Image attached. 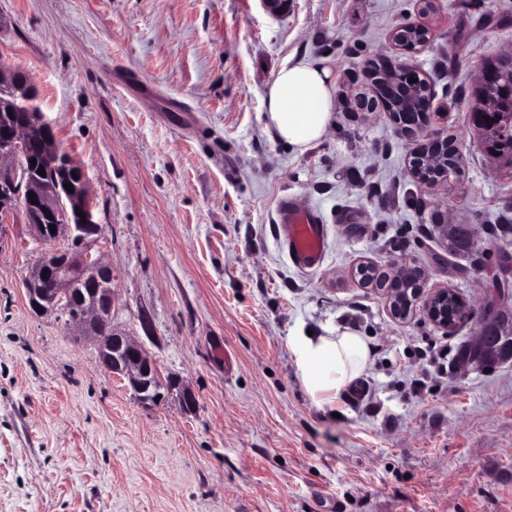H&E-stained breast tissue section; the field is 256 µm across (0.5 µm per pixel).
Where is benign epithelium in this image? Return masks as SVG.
<instances>
[{"label":"benign epithelium","mask_w":512,"mask_h":512,"mask_svg":"<svg viewBox=\"0 0 512 512\" xmlns=\"http://www.w3.org/2000/svg\"><path fill=\"white\" fill-rule=\"evenodd\" d=\"M419 37H407V28L390 35L396 51L415 53L425 46L431 35L424 23L413 25ZM416 82H409V78ZM367 92L360 96L361 104L380 103L395 125L406 135L423 131L429 121V113L413 108V93H430L428 84L420 72L408 67L398 58L379 54L372 58L366 70ZM0 88L8 91L14 104L13 115L0 114V219L7 220L15 210L22 209L33 236L46 242L47 229L41 218L51 215L60 220L54 236L67 243L65 268L58 267L54 255L42 254L30 269L24 281L29 307L33 311L43 308V313L58 312L65 317L69 328L77 335L96 342L99 362L103 370L128 382L139 403L157 405L172 391L176 383L160 380L156 362L124 333L112 329V269L92 257L91 245L97 241L100 227L89 203L86 179L73 186V192L61 190L52 178L77 168L70 155L61 150L52 136V128L42 113L32 105L34 90L27 79H20L12 69L0 68ZM34 132L42 134L41 155L44 157L45 176L30 174L22 146L28 144ZM458 152L454 141L444 133L425 135L413 148L409 160L410 171L421 184L434 186L450 184L460 176L462 168H450L448 155ZM34 193L37 203H32L29 193ZM83 216H78V213ZM499 273L496 281L500 286L512 282V252L502 250L498 259ZM49 272L42 277L43 272ZM107 273L106 280L90 290L82 303V309L69 312L64 306L70 297L74 280L79 277L96 278ZM354 276L368 288L382 291L392 317L405 322L421 312L430 320L448 329L456 328L470 314L469 304L453 289L439 288L426 294L422 288L425 273L416 265H394L381 272L369 260H362L355 268ZM458 305V316L448 319V301ZM503 308L498 299L489 300L484 308L482 328L476 344L487 343V329L496 314Z\"/></svg>","instance_id":"benign-epithelium-1"}]
</instances>
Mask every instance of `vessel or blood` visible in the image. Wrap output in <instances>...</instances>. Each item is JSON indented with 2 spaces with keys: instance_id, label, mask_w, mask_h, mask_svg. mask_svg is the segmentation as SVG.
I'll list each match as a JSON object with an SVG mask.
<instances>
[{
  "instance_id": "obj_1",
  "label": "vessel or blood",
  "mask_w": 512,
  "mask_h": 512,
  "mask_svg": "<svg viewBox=\"0 0 512 512\" xmlns=\"http://www.w3.org/2000/svg\"><path fill=\"white\" fill-rule=\"evenodd\" d=\"M276 217L290 259L304 268L318 267L327 249L326 232L318 210L285 198L277 206Z\"/></svg>"
}]
</instances>
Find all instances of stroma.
I'll list each match as a JSON object with an SVG mask.
<instances>
[{
    "mask_svg": "<svg viewBox=\"0 0 512 512\" xmlns=\"http://www.w3.org/2000/svg\"><path fill=\"white\" fill-rule=\"evenodd\" d=\"M0 0V62L24 72L87 178L112 269V326L194 392L146 408L64 320L33 313L43 250L22 212L0 223V512H512V359L461 361L494 281L512 176L467 115L483 60L512 48V0ZM426 19L402 60L430 84L432 129L462 151L459 181L420 184L413 137L356 94L392 32ZM325 60L336 106L299 154L264 123L289 59ZM320 210L327 254L295 266L284 196ZM444 224L478 241L449 256ZM362 260L411 262L425 292L471 308L452 330L395 321L357 283ZM364 336L353 399L319 406L298 376L295 326Z\"/></svg>",
    "mask_w": 512,
    "mask_h": 512,
    "instance_id": "1",
    "label": "stroma"
}]
</instances>
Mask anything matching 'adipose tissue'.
<instances>
[{
	"mask_svg": "<svg viewBox=\"0 0 512 512\" xmlns=\"http://www.w3.org/2000/svg\"><path fill=\"white\" fill-rule=\"evenodd\" d=\"M265 119L276 139L303 153L325 136L334 110L331 70L310 58L288 60L265 91ZM290 345L301 382L309 396L325 403L359 377L370 359L367 342L357 333L308 335L296 328Z\"/></svg>",
	"mask_w": 512,
	"mask_h": 512,
	"instance_id": "ef3b65f1",
	"label": "adipose tissue"
}]
</instances>
